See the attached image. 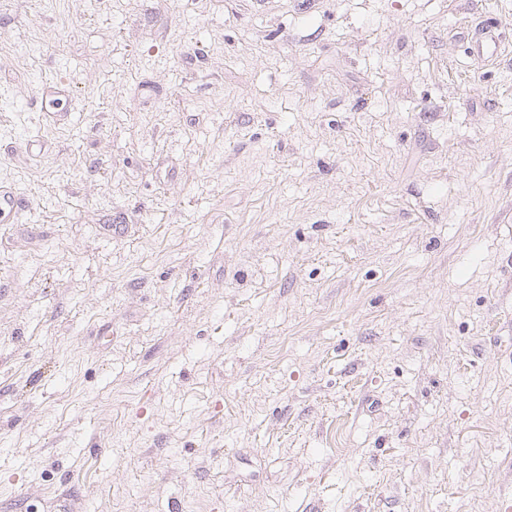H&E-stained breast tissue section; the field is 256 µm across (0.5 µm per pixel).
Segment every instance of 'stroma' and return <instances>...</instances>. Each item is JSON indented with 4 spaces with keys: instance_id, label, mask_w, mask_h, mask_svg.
Masks as SVG:
<instances>
[{
    "instance_id": "stroma-1",
    "label": "stroma",
    "mask_w": 512,
    "mask_h": 512,
    "mask_svg": "<svg viewBox=\"0 0 512 512\" xmlns=\"http://www.w3.org/2000/svg\"><path fill=\"white\" fill-rule=\"evenodd\" d=\"M486 18L512 40V0H0V512H508ZM499 26V22L496 21H485L475 26L474 34L469 41V49L483 63L493 62L502 51Z\"/></svg>"
}]
</instances>
